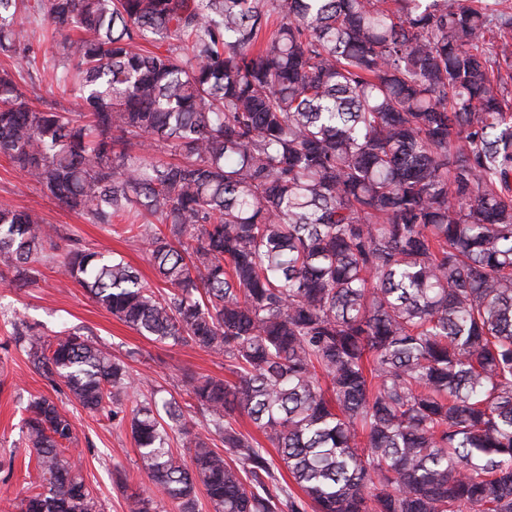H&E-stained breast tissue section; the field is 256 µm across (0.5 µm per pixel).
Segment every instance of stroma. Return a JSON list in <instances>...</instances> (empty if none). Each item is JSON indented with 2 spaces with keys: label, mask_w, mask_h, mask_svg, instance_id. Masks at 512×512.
I'll list each match as a JSON object with an SVG mask.
<instances>
[{
  "label": "stroma",
  "mask_w": 512,
  "mask_h": 512,
  "mask_svg": "<svg viewBox=\"0 0 512 512\" xmlns=\"http://www.w3.org/2000/svg\"><path fill=\"white\" fill-rule=\"evenodd\" d=\"M29 29L44 65L39 73L38 92L76 110L72 97L58 94L53 50L43 38L44 23H30ZM1 203L34 211L45 223L56 225L61 236L107 255L118 254L145 280L154 281L153 267L139 241L115 235L61 206L27 183L7 159L0 157ZM18 321L36 326L50 340L74 329L82 330L104 352L125 361L139 381L138 392L159 390L180 401L186 396L185 374L223 377V359L193 346L160 343L140 336L95 304L82 288L59 275L53 264L40 266L36 282L29 287L0 282V512H16L19 491L39 481L35 466L29 465L23 450L21 425L28 399L40 394L53 399L74 422L85 481L97 495L101 512H130L133 497L146 492L130 424H116L104 414L88 412L35 373L12 340ZM117 468L127 477L122 489L115 483L113 471Z\"/></svg>",
  "instance_id": "1"
}]
</instances>
